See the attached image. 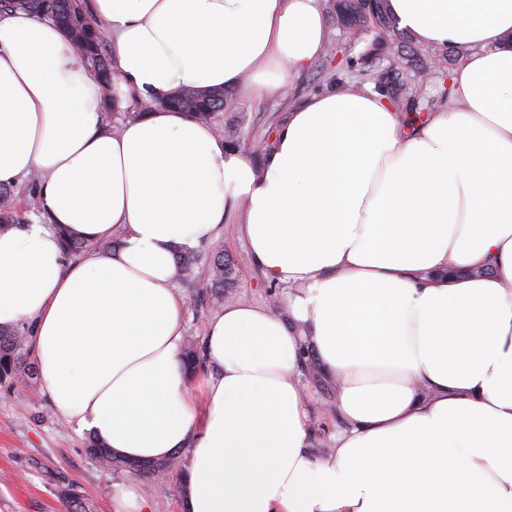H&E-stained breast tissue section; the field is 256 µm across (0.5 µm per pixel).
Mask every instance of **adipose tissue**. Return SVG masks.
I'll use <instances>...</instances> for the list:
<instances>
[{"label":"adipose tissue","mask_w":512,"mask_h":512,"mask_svg":"<svg viewBox=\"0 0 512 512\" xmlns=\"http://www.w3.org/2000/svg\"><path fill=\"white\" fill-rule=\"evenodd\" d=\"M388 8L466 50L453 108L407 133L370 88L314 96L258 166L166 99L283 85L327 43L317 0H92L143 107L115 131L66 31L0 13V185L37 177L43 209L0 231V328L31 320L69 423L132 460L186 454L182 512H512V0ZM237 203L285 312L225 302L193 371L176 255ZM64 231L119 246L72 258ZM307 353L339 383L324 454Z\"/></svg>","instance_id":"obj_1"}]
</instances>
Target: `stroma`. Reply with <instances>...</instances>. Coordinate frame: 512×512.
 <instances>
[{
	"instance_id": "35a3bbf8",
	"label": "stroma",
	"mask_w": 512,
	"mask_h": 512,
	"mask_svg": "<svg viewBox=\"0 0 512 512\" xmlns=\"http://www.w3.org/2000/svg\"><path fill=\"white\" fill-rule=\"evenodd\" d=\"M327 36L329 45L340 46L353 59V67L339 71L313 60L290 74L288 93L283 97L253 87L227 91L223 111L211 121L217 136L228 145L257 144V151L249 158L261 163L285 112L315 95L363 88L372 82L368 63L382 69L394 62L392 53L376 50L372 30H341L331 21ZM243 220L242 209L231 210L222 235L199 245L197 251L205 262L219 253L230 259L232 271L224 283L225 296L243 297L273 311H284L287 289L263 278L241 234ZM178 290L184 299L185 336L203 339L216 308L203 302L192 275L182 274ZM299 372L307 391L311 446L322 453L329 450L331 435L343 424L336 412V383L312 356L304 359ZM87 439V434L53 409L40 380L21 379L8 392L0 391V512H64L55 494V485L62 479L76 484L96 512H112V494L119 484L143 496L147 512H180L179 475L160 471L139 476L103 468L87 454Z\"/></svg>"
}]
</instances>
